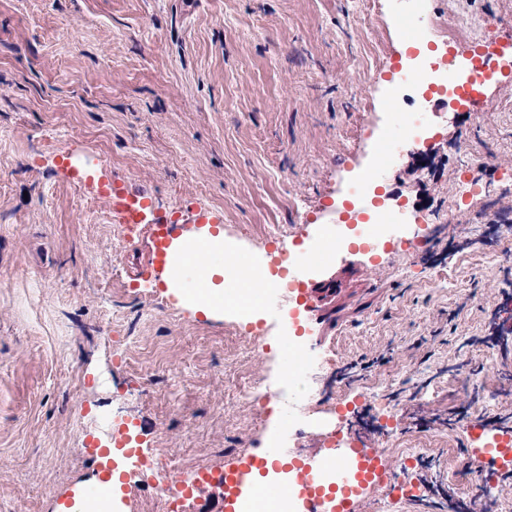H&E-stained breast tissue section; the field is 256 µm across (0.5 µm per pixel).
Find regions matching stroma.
<instances>
[{
  "mask_svg": "<svg viewBox=\"0 0 512 512\" xmlns=\"http://www.w3.org/2000/svg\"><path fill=\"white\" fill-rule=\"evenodd\" d=\"M0 0V512H71L102 470L81 454L115 423L138 426L144 488L125 512H160L154 486L220 470L241 448L273 437L314 453L336 423L330 402L292 403L280 318L243 320L177 305L140 279L148 236L121 242L108 199L74 181L62 150L154 194L157 208L223 215L225 242L263 267L270 232L303 250L306 226L338 219L353 184L373 168L384 134L409 112L393 59L416 57L394 25L407 0ZM468 9L512 31V0H425ZM365 108L346 107L345 82ZM498 108L430 113L416 154L377 182L407 212L443 210L460 184L497 192L494 210L471 197L437 225L422 253L395 248L323 269L302 341L311 360L387 364L342 389L368 398L356 432L384 448L402 477L401 448L425 449L436 469L467 464L471 388L512 418V345L482 366L492 329L512 328V245L491 263L467 244L475 213L512 220V79L485 87ZM467 142L480 163L466 166ZM266 379L265 407L240 399Z\"/></svg>",
  "mask_w": 512,
  "mask_h": 512,
  "instance_id": "1",
  "label": "stroma"
}]
</instances>
